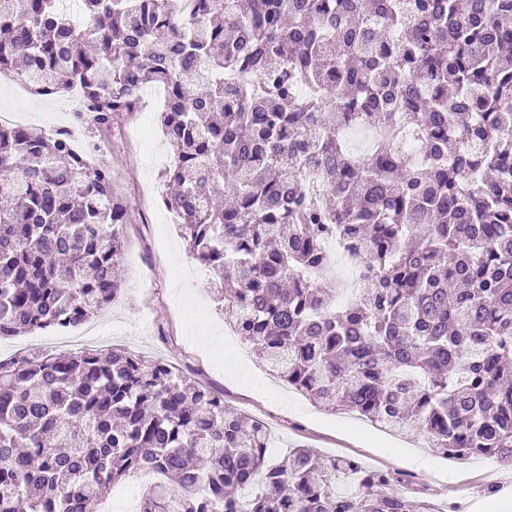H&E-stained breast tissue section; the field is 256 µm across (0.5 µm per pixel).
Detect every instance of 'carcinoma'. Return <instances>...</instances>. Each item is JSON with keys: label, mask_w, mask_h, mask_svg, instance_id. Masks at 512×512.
Instances as JSON below:
<instances>
[{"label": "carcinoma", "mask_w": 512, "mask_h": 512, "mask_svg": "<svg viewBox=\"0 0 512 512\" xmlns=\"http://www.w3.org/2000/svg\"><path fill=\"white\" fill-rule=\"evenodd\" d=\"M0 0V75L81 92L112 126L148 84L163 197L220 279L224 322L315 405L457 459L512 463V0ZM348 129L375 133L368 154ZM416 141L413 160L402 141ZM322 169L318 194L308 184ZM0 339L77 326L121 292L127 209L65 134L0 125ZM363 271L347 304L327 240ZM122 348L0 360V512H442L397 472L297 445ZM137 483L138 477L130 476L123 480L122 482L114 485L110 493L106 495L105 500H103V502L96 508L97 512H104L106 510L107 505L109 504H112L113 511L124 510V495L131 490H135L138 492V494H140V488L138 487Z\"/></svg>", "instance_id": "carcinoma-1"}]
</instances>
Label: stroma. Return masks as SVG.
<instances>
[{
	"instance_id": "35a3bbf8",
	"label": "stroma",
	"mask_w": 512,
	"mask_h": 512,
	"mask_svg": "<svg viewBox=\"0 0 512 512\" xmlns=\"http://www.w3.org/2000/svg\"><path fill=\"white\" fill-rule=\"evenodd\" d=\"M0 111L42 130L64 126L86 152L112 169V180L129 213L127 247L120 268L122 292L94 313L95 336L87 348L121 347L165 361L223 390L232 407L264 421L272 431L269 458L293 445L328 456L353 457L365 466L407 473L416 488L433 494L445 512H512V466L490 458L460 460L427 447L418 435L389 432L349 413H330L272 375L251 346L215 309V277L193 260L178 225L156 202L171 151L160 128L161 106L151 87L141 92V109L120 114L111 133L79 126L69 96H39L0 83ZM76 328L51 329L0 341V359L29 344L38 351L67 350Z\"/></svg>"
}]
</instances>
